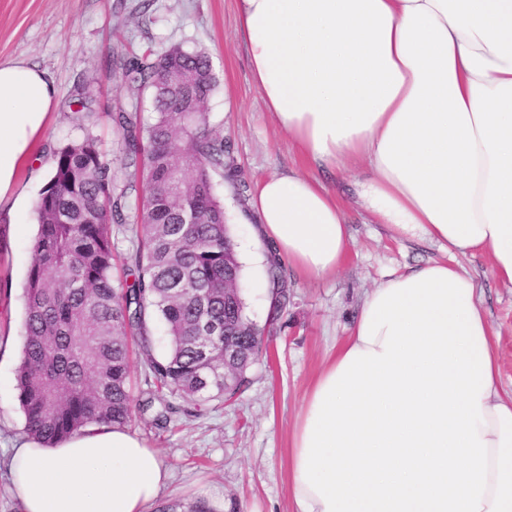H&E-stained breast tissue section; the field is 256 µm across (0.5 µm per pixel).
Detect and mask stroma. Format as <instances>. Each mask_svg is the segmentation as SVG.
Returning <instances> with one entry per match:
<instances>
[{"instance_id":"1","label":"stroma","mask_w":512,"mask_h":512,"mask_svg":"<svg viewBox=\"0 0 512 512\" xmlns=\"http://www.w3.org/2000/svg\"><path fill=\"white\" fill-rule=\"evenodd\" d=\"M238 0H0V62L24 60L47 70L58 88L42 143L54 156L70 141L98 139L114 183L126 181L118 158L121 136L111 112L123 104L126 84L112 59L150 48L180 44L206 52L218 84L204 105L212 127L224 134L237 167L235 181L217 192L243 262L241 289L247 317L265 331L264 353L246 371L235 401H204L199 416L176 407L167 430L134 416L130 431L158 450L172 473L160 505L167 512H192L197 502L215 501L222 512H290L288 448L304 394L337 342L346 336L363 299L391 275L441 258L439 248L411 238L394 239L368 224L356 207L346 218L355 247L335 274L310 278L285 266L280 282L269 275L268 248L255 238L259 219L252 199L259 180L300 169L302 159L261 100L248 56L236 34ZM6 246L0 249V512H21L8 490L9 448L24 439L16 371L24 341L23 285L33 261L36 225L17 231L0 217ZM475 279L487 316L499 333L502 383L512 387V288L494 280L483 255H456ZM288 300L270 319L277 292Z\"/></svg>"}]
</instances>
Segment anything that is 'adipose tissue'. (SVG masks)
I'll return each mask as SVG.
<instances>
[{
	"label": "adipose tissue",
	"mask_w": 512,
	"mask_h": 512,
	"mask_svg": "<svg viewBox=\"0 0 512 512\" xmlns=\"http://www.w3.org/2000/svg\"><path fill=\"white\" fill-rule=\"evenodd\" d=\"M237 32L268 112L312 164L355 172L353 201L445 256L365 296L308 388L291 438L292 512H512V390L497 332L454 253L512 288V0H239ZM56 84L0 63V203L22 225L20 173ZM344 198L294 171L261 180L260 235L309 277L354 241ZM23 512H148L171 474L101 426L8 459Z\"/></svg>",
	"instance_id": "1"
}]
</instances>
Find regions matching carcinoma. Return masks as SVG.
Returning <instances> with one entry per match:
<instances>
[{
  "mask_svg": "<svg viewBox=\"0 0 512 512\" xmlns=\"http://www.w3.org/2000/svg\"><path fill=\"white\" fill-rule=\"evenodd\" d=\"M128 100L112 113L122 134L127 183L117 188L110 163L87 136L57 150L52 177L36 205L39 229L24 283L26 312L17 370L25 432L46 446L90 425L131 420V344L144 362L141 414L158 430L175 409L164 392L181 396L193 415L200 401L224 396V324H240L238 366L259 356L263 336L241 309L224 303V280L242 264L224 224L215 176L235 180L224 136L201 111L192 124L178 105L201 107L217 86L209 56L170 47L118 62ZM189 72V85L167 79ZM152 98L153 122L141 123ZM142 190L145 208L133 226L123 279L113 277L112 225L127 221L128 192ZM161 322L170 351L154 355L149 323Z\"/></svg>",
  "mask_w": 512,
  "mask_h": 512,
  "instance_id": "obj_1",
  "label": "carcinoma"
}]
</instances>
